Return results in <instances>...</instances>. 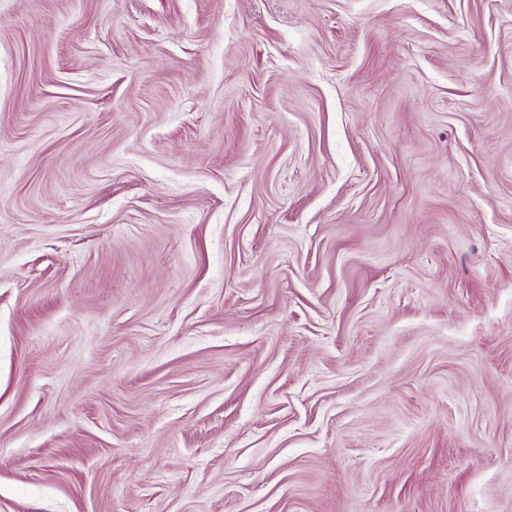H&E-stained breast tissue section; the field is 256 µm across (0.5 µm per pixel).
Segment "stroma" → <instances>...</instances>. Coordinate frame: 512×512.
<instances>
[{"label": "stroma", "instance_id": "obj_1", "mask_svg": "<svg viewBox=\"0 0 512 512\" xmlns=\"http://www.w3.org/2000/svg\"><path fill=\"white\" fill-rule=\"evenodd\" d=\"M0 512H512V0H0Z\"/></svg>", "mask_w": 512, "mask_h": 512}]
</instances>
